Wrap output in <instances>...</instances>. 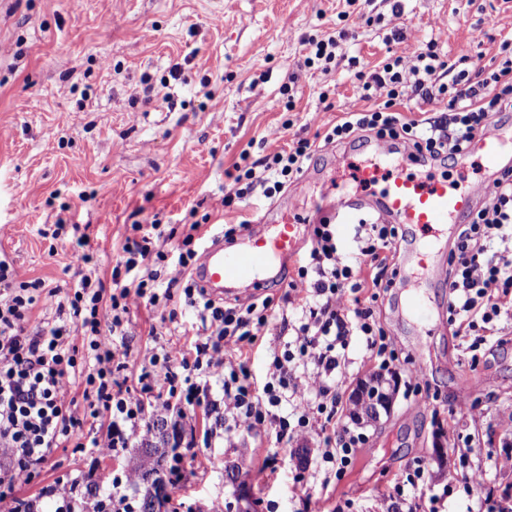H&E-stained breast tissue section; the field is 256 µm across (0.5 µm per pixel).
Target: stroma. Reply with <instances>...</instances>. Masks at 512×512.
I'll return each instance as SVG.
<instances>
[{"label":"stroma","instance_id":"obj_1","mask_svg":"<svg viewBox=\"0 0 512 512\" xmlns=\"http://www.w3.org/2000/svg\"><path fill=\"white\" fill-rule=\"evenodd\" d=\"M345 9L344 0H0V258L22 279L70 288L78 270L71 247L66 236L49 233L74 224L89 235L107 282L131 225L155 219L174 227L161 248L176 256L187 225L205 220L212 236L236 222L220 200L232 187L227 172L241 151L272 154L296 135L313 141L310 168L318 180L272 199L248 196L242 214L255 220L273 205L305 222L313 199L337 194L346 173L345 161L329 155L316 133L343 113L376 105L357 95L358 73H371L393 54L412 59L430 42L450 64L468 53L465 67L474 73L489 68L502 42L512 39V8L503 0H378L372 23ZM341 29L348 37L335 63L325 71L305 67L306 37ZM354 56L359 66L351 65ZM287 84L295 96L290 110L281 93ZM288 118L291 132L274 136ZM405 294L396 288L384 297L380 320L388 342L413 362L384 383L390 407L365 427L367 443L343 478L318 461L317 434L286 446L268 425L210 437L198 411L183 420L179 451L188 478L169 486L172 507L213 512L235 503L242 478L252 490L251 512L270 504L276 512H386V491L420 460L427 468L421 497L464 474L474 480L473 497L448 498L441 512H479L485 502L512 512V316L502 315L496 340L469 356L448 323V286L434 284L426 294L437 324L424 351ZM129 319L127 361L134 371L155 343L171 336L159 313L145 306L131 307ZM153 327L155 340L148 335ZM285 342L270 329L248 347L255 386L269 380ZM377 367L360 339H352L341 421L349 419L351 392ZM414 373L416 394L405 388ZM464 396L477 407L456 412ZM467 435L473 443L463 467L456 444ZM259 441L274 469L262 481L255 475L263 459L253 453ZM133 456L129 450L95 461L61 448L20 492L88 470L108 488L113 477L130 476Z\"/></svg>","mask_w":512,"mask_h":512}]
</instances>
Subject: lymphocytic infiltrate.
<instances>
[{"label":"lymphocytic infiltrate","mask_w":512,"mask_h":512,"mask_svg":"<svg viewBox=\"0 0 512 512\" xmlns=\"http://www.w3.org/2000/svg\"><path fill=\"white\" fill-rule=\"evenodd\" d=\"M415 60L410 66L395 54L378 65L356 91L364 99L385 92L382 107L346 113L325 130V143L398 140L411 151L449 162L487 130L491 116L512 112L511 42L502 43L494 67L474 74L441 60L431 44L418 49ZM410 95L431 105L430 117L409 120L396 111L397 102ZM312 158L305 138L257 159L242 151L229 174L235 188L225 193L222 206L237 208L257 189L274 197L303 176ZM199 229L190 224L163 284L151 268L167 261L157 247L167 234L156 220L136 225L135 236L126 237L108 287L85 274L64 292L40 280H22L10 263L0 261V503L6 512H43L47 498L54 499L58 512H88L99 487L85 474L47 484L34 495H18L17 489L60 448L119 456L143 433L147 417L161 409L200 407L218 423L229 411L249 430L274 424L282 443L319 430L323 460L335 465L337 475L345 474L364 441L333 423L345 351L352 337L361 336L381 369L399 360L374 311L381 292L395 284L396 225L373 216L363 219L357 248L345 257L339 254L335 225H311L309 244L290 283L300 312L296 318L276 308L269 297L227 305L199 288L192 278ZM448 292L450 325L467 339L468 351H478L494 335L505 306L512 305V173L495 186L470 222L460 225L448 259ZM178 298L197 318L185 344L160 346L133 376L136 386H129L131 307L144 305L172 321ZM40 304L55 307L59 318L33 336L28 324ZM270 325L293 332L295 347L274 356L272 375L258 389L245 362H224L222 353L229 344H253ZM70 386L80 389V398L66 399ZM424 473L417 466L395 482L388 494L391 512L403 506L409 512L422 507L439 512L441 502L454 492H473L471 482L461 479L421 501L415 489Z\"/></svg>","instance_id":"1"}]
</instances>
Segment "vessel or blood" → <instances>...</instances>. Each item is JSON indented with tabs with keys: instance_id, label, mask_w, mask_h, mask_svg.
Here are the masks:
<instances>
[{
	"instance_id": "b4317fda",
	"label": "vessel or blood",
	"mask_w": 512,
	"mask_h": 512,
	"mask_svg": "<svg viewBox=\"0 0 512 512\" xmlns=\"http://www.w3.org/2000/svg\"><path fill=\"white\" fill-rule=\"evenodd\" d=\"M510 142L512 123L492 121L483 135L456 156L455 165L466 168L474 154H481L485 163L483 185L493 189L500 174L512 168V155L505 150ZM365 154L364 163L355 169L365 193L336 195L323 209L315 211L312 223L326 219L334 224H351L361 212L369 211L382 223L410 226L416 244L408 265L420 267L430 280L441 279L443 267L435 263L432 250L426 249L422 240L447 225L462 223L474 211L477 195L449 188L444 180L414 177V161L399 153L393 143L373 142ZM307 243V235L293 221L264 215L250 238L237 248L225 249L223 237L212 238L193 277L216 298L241 288L257 290L265 286L268 272L297 257Z\"/></svg>"
}]
</instances>
